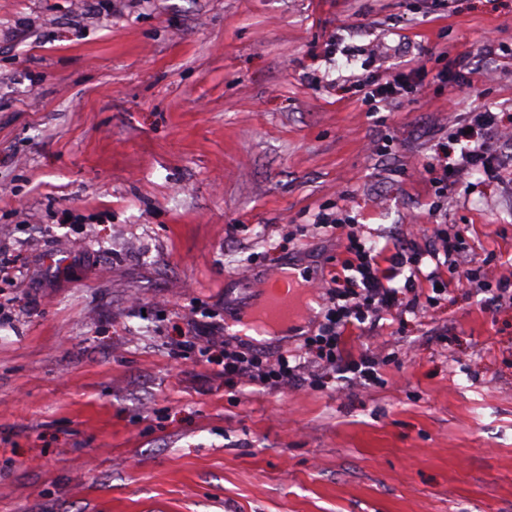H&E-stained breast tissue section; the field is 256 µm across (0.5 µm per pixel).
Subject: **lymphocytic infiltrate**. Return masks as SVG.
<instances>
[{"mask_svg":"<svg viewBox=\"0 0 512 512\" xmlns=\"http://www.w3.org/2000/svg\"><path fill=\"white\" fill-rule=\"evenodd\" d=\"M468 126L477 132V139L461 147L452 164L427 167L440 194L448 193L453 176L474 169L490 177L497 173L495 156L488 146L489 139L498 132L495 113H475ZM346 239L348 257L321 289L324 316L316 334L307 337L299 352L291 357L264 360L241 350H221L219 358L226 380L259 383L275 389L306 380L313 382L321 372L329 371L345 377L352 385L366 388L377 384L385 356L369 348L352 353L347 348V339L366 321L382 319L399 309L418 308L425 286L438 284L435 272L420 267L426 257L444 260L462 270L468 282L490 287L495 301L512 304V278H488L482 266L467 260L461 233L438 238L433 250L426 253L408 252L397 239L373 248L365 247L357 233H347Z\"/></svg>","mask_w":512,"mask_h":512,"instance_id":"lymphocytic-infiltrate-1","label":"lymphocytic infiltrate"}]
</instances>
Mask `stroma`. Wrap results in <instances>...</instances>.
<instances>
[{
  "mask_svg": "<svg viewBox=\"0 0 512 512\" xmlns=\"http://www.w3.org/2000/svg\"><path fill=\"white\" fill-rule=\"evenodd\" d=\"M100 3L0 0V512H512V305L447 267L353 341L380 387L230 386L180 346L279 264L329 278L320 212L512 273V144L442 198L426 170L471 113L512 128V0ZM372 71L415 90L370 111Z\"/></svg>",
  "mask_w": 512,
  "mask_h": 512,
  "instance_id": "stroma-1",
  "label": "stroma"
}]
</instances>
